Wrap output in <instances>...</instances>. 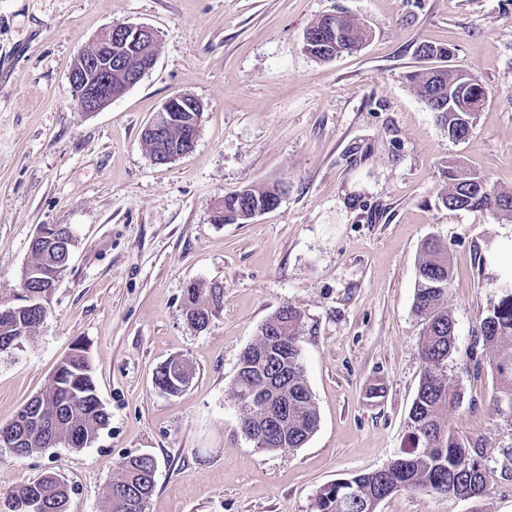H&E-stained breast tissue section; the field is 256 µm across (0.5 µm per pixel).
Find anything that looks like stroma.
<instances>
[{
    "label": "stroma",
    "instance_id": "obj_1",
    "mask_svg": "<svg viewBox=\"0 0 512 512\" xmlns=\"http://www.w3.org/2000/svg\"><path fill=\"white\" fill-rule=\"evenodd\" d=\"M329 13L369 28L361 51L303 52ZM122 22L158 32L157 63L105 110L82 112L71 63ZM425 42L452 48L451 67L489 92L466 140L448 138L409 80L435 65L417 53ZM178 93L204 106L199 137L157 165L141 132ZM453 160L512 191V0H0V299L18 298L41 225L76 239L44 322L0 355V424L48 389L79 341L109 414L81 450L19 459L0 446V493L51 472L68 512H104L121 463L148 453L145 512H315L323 486L411 446L424 371L412 306L433 238L448 250L447 374L463 395L449 423L478 443L489 493L405 490L377 512H512V418L492 402V355L478 341L512 278V216L444 207ZM273 185L276 209L215 222L226 193ZM200 280L224 286L202 332L183 311ZM286 304L302 315L319 423L302 447L268 452L243 434L232 387L241 352ZM172 358L192 372L176 396L153 383Z\"/></svg>",
    "mask_w": 512,
    "mask_h": 512
}]
</instances>
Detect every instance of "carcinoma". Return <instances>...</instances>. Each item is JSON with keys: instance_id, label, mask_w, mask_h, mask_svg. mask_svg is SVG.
<instances>
[{"instance_id": "carcinoma-1", "label": "carcinoma", "mask_w": 512, "mask_h": 512, "mask_svg": "<svg viewBox=\"0 0 512 512\" xmlns=\"http://www.w3.org/2000/svg\"><path fill=\"white\" fill-rule=\"evenodd\" d=\"M341 31L338 46L344 53H354L367 40L368 31L348 16L336 17ZM468 73L444 66L428 68L412 76L414 90L447 129L448 138L463 141L474 128L477 116L488 100L489 92L477 77L463 96H458ZM201 113L183 116L184 124L174 127L169 143L177 149L186 137L188 122H200ZM447 190L442 203L450 210H487L512 212V193L502 192L469 171L461 176V165L450 162L443 170ZM276 187H244V193L224 195V223L246 224L251 219L249 204L275 198ZM59 235L68 240L56 253L33 239L31 260L23 270V290L34 295L44 292L41 277L60 275L66 269L74 246L68 225H61ZM424 257L418 266L413 311L422 324L421 356L424 374L410 409L412 450L391 459L381 477L370 472L336 480L317 494L315 512H376L384 498L403 490L427 489L449 497L481 499L488 485L477 445L460 438L449 424L450 415L462 404L463 396L448 382V357L455 345L454 320L448 314L447 296L451 276L448 251L438 242L425 243ZM219 288H188L184 308L190 325L204 320L209 307L222 301ZM48 299H29L22 295L17 302H0V352L24 346L31 334L43 323ZM302 316L285 304L261 325L254 347L264 345L269 332L288 339V415L282 420V432L288 435V447L300 448L312 436L319 422L315 399L307 381L299 345ZM482 346L494 352L491 366L495 374L493 401L502 413L512 417V287L492 312L479 324ZM41 415L48 421L44 428H24L26 414ZM109 422L101 402L94 367L86 347L80 343L58 365L49 389L42 396L28 400L14 418L0 425V435L23 434L12 452L27 457L44 448L65 443L71 448H86ZM154 479L146 465L136 457L124 460L108 493L106 512H141V500L151 495ZM1 500L16 504L14 512H36L33 505H48L44 512H68L69 491L57 477L41 476L0 495Z\"/></svg>"}]
</instances>
